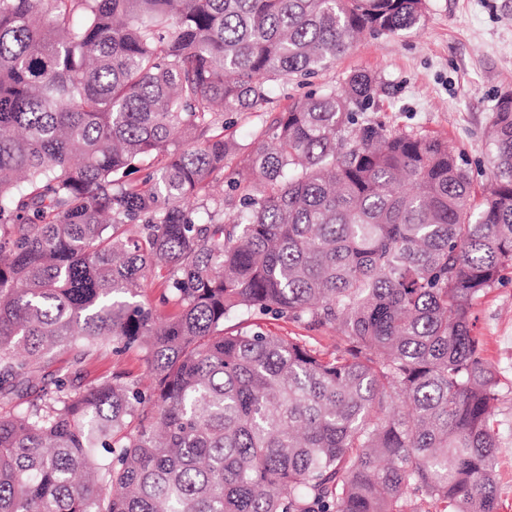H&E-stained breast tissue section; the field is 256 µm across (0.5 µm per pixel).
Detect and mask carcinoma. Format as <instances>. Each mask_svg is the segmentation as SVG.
<instances>
[{
	"instance_id": "carcinoma-1",
	"label": "carcinoma",
	"mask_w": 512,
	"mask_h": 512,
	"mask_svg": "<svg viewBox=\"0 0 512 512\" xmlns=\"http://www.w3.org/2000/svg\"><path fill=\"white\" fill-rule=\"evenodd\" d=\"M424 0H0V512H500L474 305L512 274V103L480 199L367 70L224 130ZM158 167L127 174L148 158ZM166 273L179 309L138 297ZM272 313L336 347L226 325ZM71 369L45 377L57 352ZM148 384L85 385L102 351ZM82 379L78 383H88L95 379L120 374L126 380H142L146 375V363L141 355L129 351L121 356L103 352L88 357L82 364Z\"/></svg>"
}]
</instances>
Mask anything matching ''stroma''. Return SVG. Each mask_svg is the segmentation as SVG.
<instances>
[{"instance_id":"1","label":"stroma","mask_w":512,"mask_h":512,"mask_svg":"<svg viewBox=\"0 0 512 512\" xmlns=\"http://www.w3.org/2000/svg\"><path fill=\"white\" fill-rule=\"evenodd\" d=\"M381 76L386 91L374 111L389 129L448 140L469 161L475 188L490 168L485 132L500 95L512 91V0H425L423 23L396 36H363L313 82L292 76L273 90L266 111L241 116L227 134L253 149L251 132L302 96L308 85L338 88L351 71ZM475 333L498 373L501 448L497 458L500 512H512V280L490 289L474 307ZM146 375L137 352L88 357L82 380Z\"/></svg>"}]
</instances>
